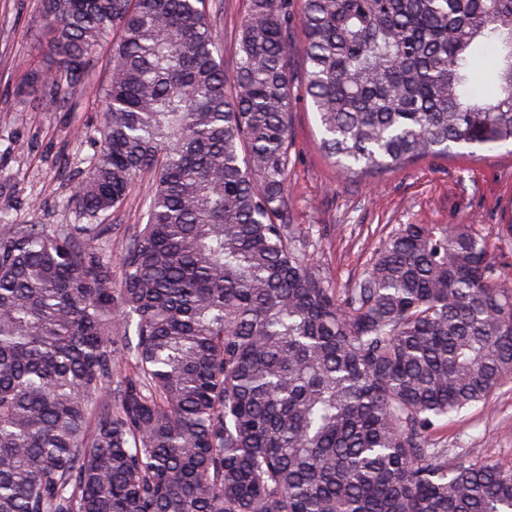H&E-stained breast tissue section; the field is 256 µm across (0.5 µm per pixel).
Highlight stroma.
Instances as JSON below:
<instances>
[{
  "instance_id": "stroma-1",
  "label": "stroma",
  "mask_w": 512,
  "mask_h": 512,
  "mask_svg": "<svg viewBox=\"0 0 512 512\" xmlns=\"http://www.w3.org/2000/svg\"><path fill=\"white\" fill-rule=\"evenodd\" d=\"M213 25L232 66L235 33L247 0H211ZM41 0H0V214L16 224H72L66 199L80 170L98 149L100 100L117 33L97 50L83 87L63 103L36 105L27 96L30 68L40 60L37 35ZM294 95L288 171L290 221L330 286L347 287L367 265L380 238L401 224H473L504 274H512V237L498 226L512 202V154L469 159L428 157L376 177L373 185L341 176L318 148L312 104L302 91L304 63L293 60ZM150 177H143L125 206L110 216L112 252L120 254L126 227L142 223ZM438 436L449 454L512 463V377L489 406H475Z\"/></svg>"
}]
</instances>
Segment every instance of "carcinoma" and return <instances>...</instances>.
Returning a JSON list of instances; mask_svg holds the SVG:
<instances>
[{"label": "carcinoma", "mask_w": 512, "mask_h": 512, "mask_svg": "<svg viewBox=\"0 0 512 512\" xmlns=\"http://www.w3.org/2000/svg\"><path fill=\"white\" fill-rule=\"evenodd\" d=\"M292 11L248 0L227 72L205 0H42L39 101L120 40L78 223L0 217V512H512V466L431 441L512 375L482 234L401 224L338 290L285 193L297 50L347 176L512 146V0H300L299 47ZM148 175L142 178L132 193L130 194L125 206L116 214H112L105 221V224H118L116 231H112V255L117 257L122 249L126 233L125 228L133 224H145L146 219H143V202L146 197L148 186L151 183Z\"/></svg>", "instance_id": "obj_1"}]
</instances>
